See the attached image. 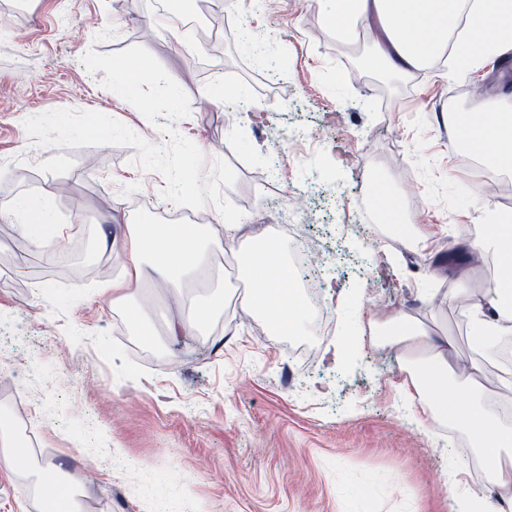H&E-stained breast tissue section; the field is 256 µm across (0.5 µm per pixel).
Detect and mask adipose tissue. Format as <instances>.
Listing matches in <instances>:
<instances>
[{
  "label": "adipose tissue",
  "mask_w": 512,
  "mask_h": 512,
  "mask_svg": "<svg viewBox=\"0 0 512 512\" xmlns=\"http://www.w3.org/2000/svg\"><path fill=\"white\" fill-rule=\"evenodd\" d=\"M318 0L336 40L351 45L361 25L374 27L373 63L402 75L424 69L454 48L458 65L470 68L485 55L512 52V0ZM460 144L484 163L488 177L512 170V95L492 100L467 112L450 115ZM21 236L29 249L49 256L64 245L49 200L19 202L14 207ZM234 217L224 219V237L216 239L196 224H129L125 244L129 284L152 286L179 296L184 276L197 271L208 252L246 255L243 275L251 290L239 300V310L264 313L276 326L295 329L305 312L297 289V273L285 257L286 243L253 244L241 239ZM491 248L497 274L481 296L459 289L468 301L470 333L478 360L463 366L451 353L447 337L414 325L397 315L392 346L416 367L411 382L425 396L423 411L432 422L464 428L486 463L485 481L469 495L467 512H512V481L504 471L512 465V426L503 424L482 403L484 375L481 358L493 354L501 339L512 335V218L486 225L469 248ZM0 473L11 477L33 474L43 493L63 487L76 493L79 475L50 459L33 463L21 450L12 417H0Z\"/></svg>",
  "instance_id": "obj_1"
}]
</instances>
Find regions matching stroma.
<instances>
[{
  "label": "stroma",
  "mask_w": 512,
  "mask_h": 512,
  "mask_svg": "<svg viewBox=\"0 0 512 512\" xmlns=\"http://www.w3.org/2000/svg\"><path fill=\"white\" fill-rule=\"evenodd\" d=\"M198 31L161 22L153 0H0V409L30 421L40 447L87 474L81 512H452L443 484L477 489L468 433L422 418L404 358L368 325L379 313L447 333L461 364L475 352L458 278L472 292L493 254L461 268L448 252L512 214V173L488 192L460 165L447 111L465 112L502 87L501 58L455 60L379 83L372 37L337 42L316 0H240L246 27L214 37L222 0H189ZM146 48L189 98L180 134L236 182L224 197L243 213L242 239L299 224L322 260L331 335L305 360L294 332L260 314L241 320L238 261L214 253L187 299L226 286L224 309L176 343L136 334L103 285L126 280V250L98 248L109 213L163 224L176 209L163 176L128 146H34L23 122L56 109L105 113L144 140L168 141L81 63ZM242 86L222 108L203 102L217 78ZM385 181L417 236L384 231L374 186ZM49 198L71 226L53 259L29 252L11 206ZM300 214H292V206ZM342 357H335V350Z\"/></svg>",
  "instance_id": "35a3bbf8"
}]
</instances>
